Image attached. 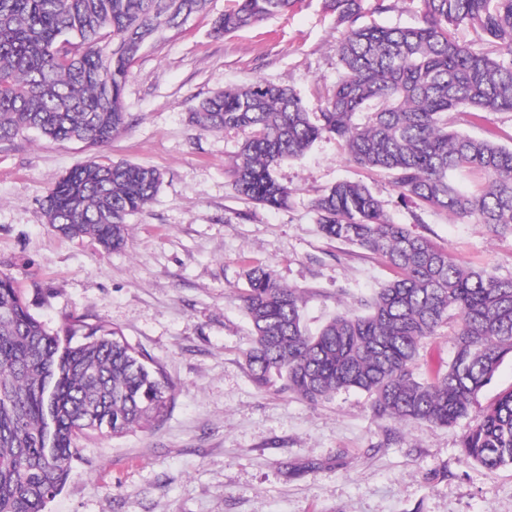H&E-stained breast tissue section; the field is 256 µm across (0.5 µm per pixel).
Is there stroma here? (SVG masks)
I'll use <instances>...</instances> for the list:
<instances>
[{"mask_svg":"<svg viewBox=\"0 0 512 512\" xmlns=\"http://www.w3.org/2000/svg\"><path fill=\"white\" fill-rule=\"evenodd\" d=\"M226 5L212 0L209 12L143 49L123 93L129 125L107 145L34 131L0 143V273L49 330L78 319L118 328L176 385L167 415L151 427L81 436L80 459L46 512H512V468L486 470L461 448L512 389V355L469 416L448 427L378 419L359 391L311 404L282 383L254 382L241 301L248 268L271 266L299 289L312 331L394 276L378 256L320 232L311 202L337 182H367L396 223L477 269L512 275V234L493 237L437 211L413 222L389 177L362 169L329 137L277 167L292 191L288 208L237 196L228 172L244 135L196 130L193 108L264 79L316 110V88L341 74L333 51L341 29L322 0H299L286 16L217 38L212 21ZM456 127L497 141L512 134V112L461 113ZM96 156L162 174L117 251L54 232L41 206L63 175ZM455 330L451 321L422 341L419 377L447 371Z\"/></svg>","mask_w":512,"mask_h":512,"instance_id":"1","label":"stroma"}]
</instances>
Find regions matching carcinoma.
<instances>
[{
	"instance_id": "obj_1",
	"label": "carcinoma",
	"mask_w": 512,
	"mask_h": 512,
	"mask_svg": "<svg viewBox=\"0 0 512 512\" xmlns=\"http://www.w3.org/2000/svg\"><path fill=\"white\" fill-rule=\"evenodd\" d=\"M210 0H0V142L27 131L101 147L127 126L122 94L130 67ZM421 22L387 27L371 16L393 0H324L342 27V75L319 90V120L302 98L258 80L203 99L200 131L232 128L245 140L229 172L234 192L270 208L291 189L274 175L316 140L341 142L368 170L391 175L402 200L512 233V146L470 136L451 114L512 112V0H418ZM298 0H228L212 33L238 32L292 11ZM465 25L474 39L458 40ZM480 184L459 190L455 176ZM162 183L157 170L92 160L44 197L47 223L122 248L127 219ZM322 233L380 256L395 272L310 335L299 291L269 266L247 273L252 326L246 361L256 384L276 380L310 403L345 390L369 394L380 419L451 426L469 415L503 358L512 355V275L463 266L394 222L362 181H342L312 201ZM459 319L448 370L414 372L419 346ZM175 390L162 369L118 330L80 322L66 339L29 311L0 274V512H45L68 480L79 436L121 437L163 418ZM466 457L494 471L512 467V390L462 439Z\"/></svg>"
}]
</instances>
